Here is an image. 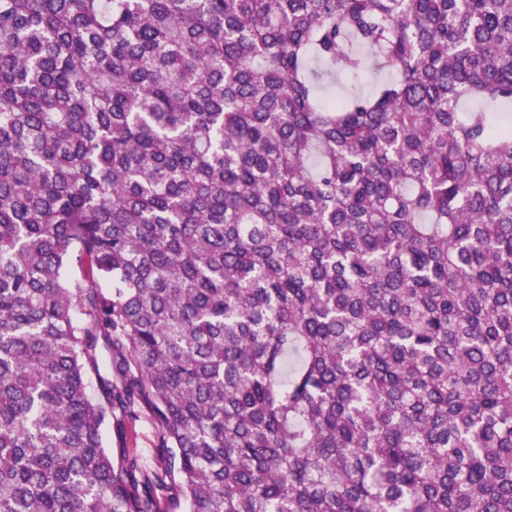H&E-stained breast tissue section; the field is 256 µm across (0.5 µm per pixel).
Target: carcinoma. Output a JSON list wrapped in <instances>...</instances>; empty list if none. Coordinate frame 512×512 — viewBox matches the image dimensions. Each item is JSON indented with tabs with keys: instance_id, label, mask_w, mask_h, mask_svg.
Here are the masks:
<instances>
[{
	"instance_id": "obj_1",
	"label": "carcinoma",
	"mask_w": 512,
	"mask_h": 512,
	"mask_svg": "<svg viewBox=\"0 0 512 512\" xmlns=\"http://www.w3.org/2000/svg\"><path fill=\"white\" fill-rule=\"evenodd\" d=\"M511 108L512 0H0V512H512ZM109 448H137L145 455L151 456L155 443V428L147 414H142L131 424L124 436L119 437L115 432L106 431Z\"/></svg>"
}]
</instances>
